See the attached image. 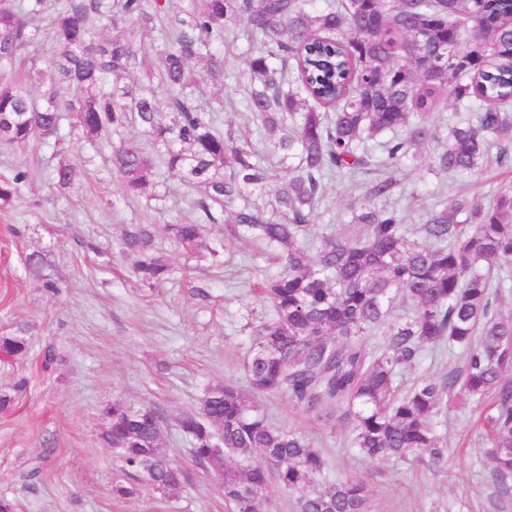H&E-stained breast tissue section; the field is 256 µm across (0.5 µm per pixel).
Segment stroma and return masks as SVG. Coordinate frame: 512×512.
<instances>
[{
    "instance_id": "stroma-1",
    "label": "stroma",
    "mask_w": 512,
    "mask_h": 512,
    "mask_svg": "<svg viewBox=\"0 0 512 512\" xmlns=\"http://www.w3.org/2000/svg\"><path fill=\"white\" fill-rule=\"evenodd\" d=\"M249 49L244 27H236L224 41L223 75H211L200 63L195 69L219 128L248 136L261 164L276 169L280 156L273 144L281 133L264 129L246 103L241 70ZM73 122L72 114L63 115L56 143L0 145V179L28 174L18 197L0 207V336L21 327L30 336L26 358L0 361V389L27 381L14 407L0 413V496L13 499L16 512H230L219 483L194 459L179 420L199 410L209 389L244 386L241 363L254 344L245 327L270 317L253 286L276 272L278 261L233 224L230 212L219 209L205 219L160 187L150 203L125 197L109 158L121 139L139 137L138 125L106 142L77 138ZM63 160L75 175L60 188L53 171ZM395 177L392 200L412 226L457 194L488 203L512 181V168L491 161L478 177H440L407 166ZM367 180L362 174L352 183L328 181L314 224L322 230L342 224L347 233H358L350 222L352 206ZM173 220L199 225L197 244L178 243L166 232ZM150 226L156 229L151 254L165 260L169 271L146 288L133 274L142 255L126 248L122 237ZM32 255L49 262L51 284L29 273ZM116 400L162 412L161 446L188 477L178 497L164 498L143 478L135 494H113L121 460L98 435L102 409ZM259 405L274 426L306 435L321 449L328 464L323 484L363 479L371 512H487L491 464L482 454L477 403L444 411L448 459L438 474L416 461H361L337 414L306 411L287 394L262 398ZM46 447L51 454L43 461L39 455ZM36 460L39 480L24 481Z\"/></svg>"
}]
</instances>
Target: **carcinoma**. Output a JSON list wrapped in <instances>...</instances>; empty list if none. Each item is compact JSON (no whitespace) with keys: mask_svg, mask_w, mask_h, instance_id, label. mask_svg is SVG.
<instances>
[{"mask_svg":"<svg viewBox=\"0 0 512 512\" xmlns=\"http://www.w3.org/2000/svg\"><path fill=\"white\" fill-rule=\"evenodd\" d=\"M45 8V0H0V144L55 137L64 112L75 114V129L89 139L134 121L150 147L131 139L112 150V172L126 195L187 184L207 219L214 207L233 209V222L282 261L257 286L273 317L251 331L255 344L242 363L249 391L214 388L200 412L180 420L193 457L218 479L232 512H257L273 486L296 496L297 512H368L361 479L312 488L326 458L308 439L268 422L256 398L277 393L307 410H341L350 447L363 459L417 460L435 470L447 456L441 411L450 400L481 401L484 455L498 489L509 492L512 311L501 308L503 282L491 271L512 265V191H497L486 205L455 195L413 229L390 198L393 173L411 149L440 140L430 116L444 94L462 115L428 171L475 172L494 148L499 163L512 162L500 144L512 132V0H325L320 8L313 0H54L57 53L38 70L46 87L39 102L15 64L35 40L29 15ZM118 20L120 34H99ZM237 22L250 34V111L266 129L291 128L274 144L282 153L275 174L233 133L216 131L191 68L201 62L224 74L216 48ZM153 31L162 47L140 77L138 46ZM385 134L377 155L367 141ZM369 172L377 177L352 216L361 232L326 229L311 257L303 238L314 230L325 179ZM26 178L19 171L0 181L1 207ZM269 181L276 183L274 201L247 194ZM168 229L185 244L199 237L197 224ZM152 238L140 228L124 243L145 251ZM165 271L156 258L136 267L147 284ZM398 299L406 319L368 346ZM29 348L24 328L0 336V359L23 358ZM429 349L448 355L443 374L399 390ZM25 389L23 379L1 389L0 412ZM107 414L100 440L118 451L124 478L143 473L163 496L181 494L186 477L165 459L157 408L115 401ZM256 452L261 461L254 465L226 464L231 455Z\"/></svg>","mask_w":512,"mask_h":512,"instance_id":"1","label":"carcinoma"}]
</instances>
